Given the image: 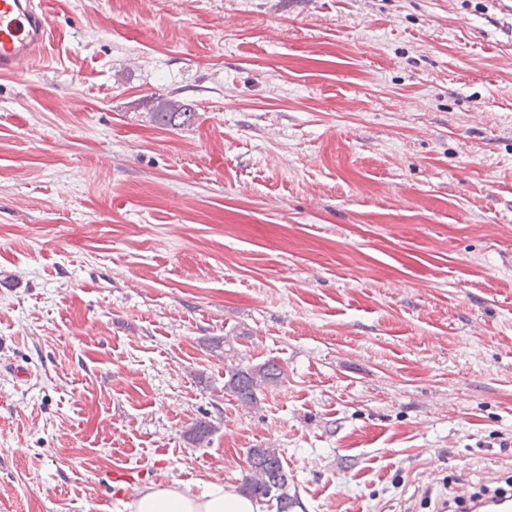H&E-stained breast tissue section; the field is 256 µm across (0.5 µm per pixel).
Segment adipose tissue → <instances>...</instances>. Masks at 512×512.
Returning <instances> with one entry per match:
<instances>
[{
  "instance_id": "ef3b65f1",
  "label": "adipose tissue",
  "mask_w": 512,
  "mask_h": 512,
  "mask_svg": "<svg viewBox=\"0 0 512 512\" xmlns=\"http://www.w3.org/2000/svg\"><path fill=\"white\" fill-rule=\"evenodd\" d=\"M130 512H260L252 497L225 488L218 481L206 482L193 493L176 485H150L138 490L129 502Z\"/></svg>"
}]
</instances>
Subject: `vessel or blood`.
<instances>
[{
    "label": "vessel or blood",
    "instance_id": "vessel-or-blood-1",
    "mask_svg": "<svg viewBox=\"0 0 512 512\" xmlns=\"http://www.w3.org/2000/svg\"><path fill=\"white\" fill-rule=\"evenodd\" d=\"M51 38L44 0H0V75H12L39 62ZM141 480L140 471L116 466L109 485L114 496L123 497ZM438 512H512V490L461 492L441 502Z\"/></svg>",
    "mask_w": 512,
    "mask_h": 512
}]
</instances>
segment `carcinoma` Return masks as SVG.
<instances>
[{
    "mask_svg": "<svg viewBox=\"0 0 512 512\" xmlns=\"http://www.w3.org/2000/svg\"><path fill=\"white\" fill-rule=\"evenodd\" d=\"M197 112L192 105L177 99L164 100L151 113L152 121L161 127L182 129L193 125ZM224 391L240 404L255 407L260 392L278 385L285 379L283 368L268 360L250 367L231 365L226 368ZM215 426L210 420L200 419L188 431V440L202 444L210 440ZM249 470L243 479L242 492L256 498L276 501L278 512H288L293 498L288 494L290 477L276 448H251L248 451Z\"/></svg>",
    "mask_w": 512,
    "mask_h": 512,
    "instance_id": "carcinoma-1",
    "label": "carcinoma"
}]
</instances>
